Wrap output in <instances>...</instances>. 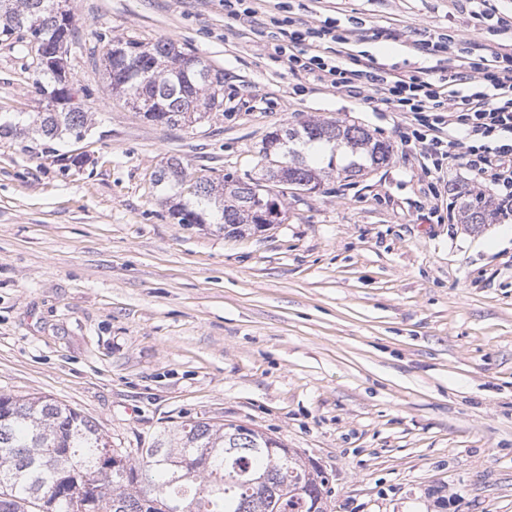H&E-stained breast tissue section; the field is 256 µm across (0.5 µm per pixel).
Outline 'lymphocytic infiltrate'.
Segmentation results:
<instances>
[{"label": "lymphocytic infiltrate", "mask_w": 512, "mask_h": 512, "mask_svg": "<svg viewBox=\"0 0 512 512\" xmlns=\"http://www.w3.org/2000/svg\"><path fill=\"white\" fill-rule=\"evenodd\" d=\"M287 23L274 51L291 74L406 113L399 139L420 149L428 172L440 176L457 167L472 173L476 189L491 186L499 215L512 216V43L471 48L454 33L417 39L402 31L404 42L425 55H456L448 74L435 77L427 67L411 73L376 66L370 58L356 62L347 47L367 39L365 29L313 28L292 17ZM325 41L332 44L326 52Z\"/></svg>", "instance_id": "obj_1"}]
</instances>
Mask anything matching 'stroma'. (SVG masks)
<instances>
[{
	"label": "stroma",
	"instance_id": "1",
	"mask_svg": "<svg viewBox=\"0 0 512 512\" xmlns=\"http://www.w3.org/2000/svg\"><path fill=\"white\" fill-rule=\"evenodd\" d=\"M72 104L83 138L0 136V392L47 396L116 448L187 420L231 421L305 453L330 512H512V218L436 223L439 198L403 113L294 78L274 26L223 0H69ZM313 27L489 38L459 0H258ZM169 40L224 72L220 110L194 127L148 122L105 78L112 41ZM358 58L415 71L437 60L368 39ZM25 44L0 41V116L36 112ZM357 125L388 165L311 192H273L280 223L241 236L186 226L154 183L257 176L275 128ZM80 156L77 165L66 158ZM253 0H224V11L227 16L234 20H243L265 24L257 18L258 9L254 6Z\"/></svg>",
	"mask_w": 512,
	"mask_h": 512
}]
</instances>
